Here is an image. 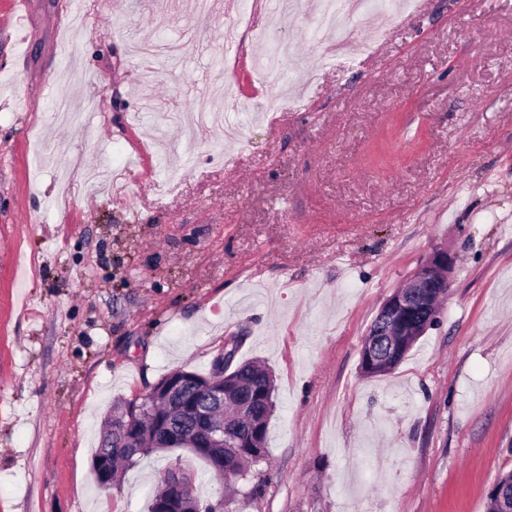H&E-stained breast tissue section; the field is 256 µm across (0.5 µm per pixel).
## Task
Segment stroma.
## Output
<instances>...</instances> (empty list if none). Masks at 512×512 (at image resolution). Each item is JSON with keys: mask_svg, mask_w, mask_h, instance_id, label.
I'll use <instances>...</instances> for the list:
<instances>
[{"mask_svg": "<svg viewBox=\"0 0 512 512\" xmlns=\"http://www.w3.org/2000/svg\"><path fill=\"white\" fill-rule=\"evenodd\" d=\"M0 0V512H148L165 468L223 512H486L512 470V0L376 8L323 60L315 0ZM289 56L256 84L267 40ZM293 90L308 110L258 120ZM454 252L438 323L359 368L381 303ZM272 372L261 478L190 450L109 487L113 406L208 372Z\"/></svg>", "mask_w": 512, "mask_h": 512, "instance_id": "stroma-1", "label": "stroma"}]
</instances>
